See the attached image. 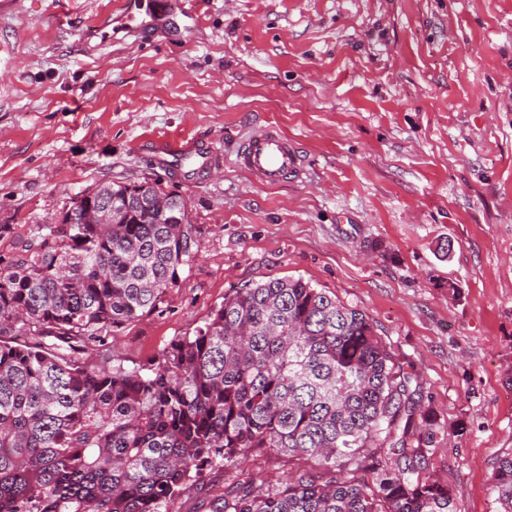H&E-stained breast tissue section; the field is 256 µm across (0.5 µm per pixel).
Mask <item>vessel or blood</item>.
Masks as SVG:
<instances>
[{"instance_id": "obj_1", "label": "vessel or blood", "mask_w": 512, "mask_h": 512, "mask_svg": "<svg viewBox=\"0 0 512 512\" xmlns=\"http://www.w3.org/2000/svg\"><path fill=\"white\" fill-rule=\"evenodd\" d=\"M153 159L164 166L190 167L193 175L203 176L221 161L220 152L200 138L158 136L148 143ZM238 167L248 172L258 184L274 186L296 173L300 155L294 142L273 125L254 130L235 155Z\"/></svg>"}]
</instances>
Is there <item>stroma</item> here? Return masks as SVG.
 <instances>
[{"label":"stroma","mask_w":512,"mask_h":512,"mask_svg":"<svg viewBox=\"0 0 512 512\" xmlns=\"http://www.w3.org/2000/svg\"><path fill=\"white\" fill-rule=\"evenodd\" d=\"M121 2L0 0V254L97 185L179 193L200 250L156 311L108 332L110 365L158 357L230 289L303 278L410 365L449 433L432 462L459 512H496L492 464L512 453V0H195L190 16L145 0L141 30ZM269 124L304 173L260 186L234 157ZM160 135L205 138L223 162L189 180L145 153ZM312 468L253 454L172 512H204L238 473Z\"/></svg>","instance_id":"obj_1"}]
</instances>
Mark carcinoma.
Returning <instances> with one entry per match:
<instances>
[{"label":"carcinoma","instance_id":"1","mask_svg":"<svg viewBox=\"0 0 512 512\" xmlns=\"http://www.w3.org/2000/svg\"><path fill=\"white\" fill-rule=\"evenodd\" d=\"M90 197L116 223H69ZM174 202L160 215L137 184H104L37 247L0 255V512H169L203 471L267 450L319 472L237 480L206 512H457L430 468L446 435L413 375L363 311L302 278L232 289L146 365L92 362L198 252ZM491 490L512 512V454Z\"/></svg>","mask_w":512,"mask_h":512}]
</instances>
